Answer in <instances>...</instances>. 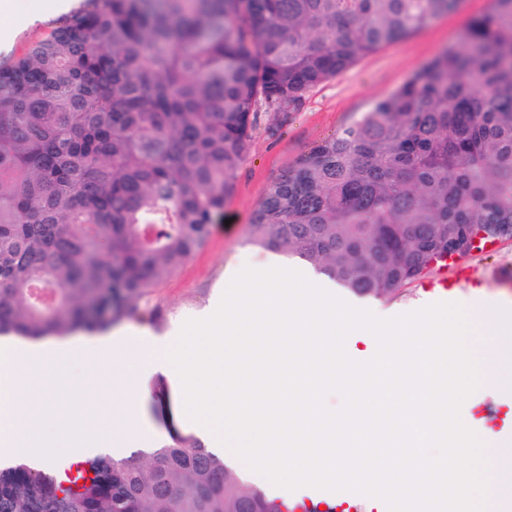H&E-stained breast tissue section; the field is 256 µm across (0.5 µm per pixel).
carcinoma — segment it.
<instances>
[{"instance_id":"cac0c4a2","label":"carcinoma","mask_w":512,"mask_h":512,"mask_svg":"<svg viewBox=\"0 0 512 512\" xmlns=\"http://www.w3.org/2000/svg\"><path fill=\"white\" fill-rule=\"evenodd\" d=\"M459 0H83L0 67V335L144 316L210 236L260 105L297 110ZM512 229V0L269 185L249 242L386 297ZM0 512H288L193 436L68 475L0 468Z\"/></svg>"}]
</instances>
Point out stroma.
<instances>
[{"label":"stroma","instance_id":"obj_1","mask_svg":"<svg viewBox=\"0 0 512 512\" xmlns=\"http://www.w3.org/2000/svg\"><path fill=\"white\" fill-rule=\"evenodd\" d=\"M37 2L10 0L7 15L0 16V64L21 55L50 31L54 19L49 15L38 16ZM491 4L492 0H462L457 10L362 56L336 77L311 89L298 111L284 114L259 106L249 151L236 173L235 190L222 214L216 217L209 239L150 294L151 305L165 312L163 325L158 327L135 319L121 323V330L148 340L175 341L182 324L189 319L202 318L213 293L225 287L227 267L264 268L267 254L249 243L248 224L270 182L314 144L339 133L357 120L370 103L391 94L441 50L458 41L470 20L486 13ZM461 266L477 271L481 285L456 288L449 297L450 302L468 307L492 299L512 305V238L498 241L493 250L472 252L460 263L434 268L429 276L433 279L450 277ZM334 293L382 318L410 312L435 301L419 279L386 298L359 296L339 286ZM148 387L153 397L140 412L143 421L166 442L177 431L194 433L190 422L175 415L179 399L177 378L154 374L149 378Z\"/></svg>","mask_w":512,"mask_h":512}]
</instances>
